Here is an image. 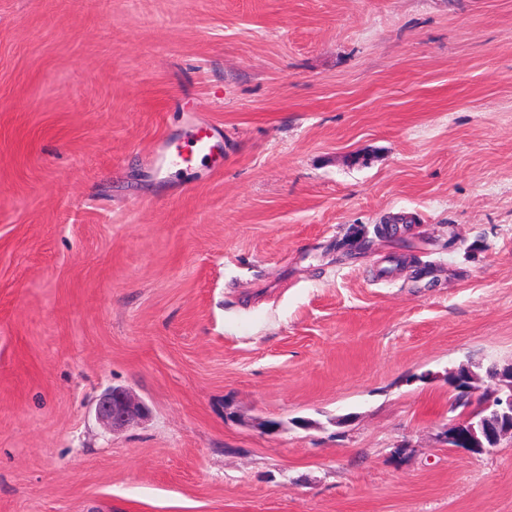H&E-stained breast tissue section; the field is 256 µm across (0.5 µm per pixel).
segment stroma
<instances>
[{"label":"stroma","instance_id":"stroma-1","mask_svg":"<svg viewBox=\"0 0 512 512\" xmlns=\"http://www.w3.org/2000/svg\"><path fill=\"white\" fill-rule=\"evenodd\" d=\"M509 364L512 0H0V512H512ZM217 149H219V147L212 136L203 131V133H198L193 140L191 153L184 154L179 149V146H176L174 150L169 149L165 154L160 156L156 161V165L157 167H162L168 163L171 166H188L193 161L194 154L202 157H211L217 153ZM497 367L489 368L486 373L488 376H493ZM496 381L499 387L507 389L502 391V388L497 390L484 391L476 395L477 390H461L458 389V383H448V388L458 393L457 398L466 397L465 394L459 392L470 393V400L477 408L475 411L469 409V406H464L462 412L451 419L448 425L443 428L441 432L443 441L454 446L453 442L466 445V447L475 451L476 453H492L500 443L502 430L501 426L503 421L512 422V365L503 367L491 377ZM489 412L487 415L480 416L478 422H474L477 413ZM461 429H466L467 434L465 438L459 437ZM488 439L485 444L482 440ZM147 407L124 387L107 389L98 399L95 416L105 426L122 429L141 419Z\"/></svg>","mask_w":512,"mask_h":512}]
</instances>
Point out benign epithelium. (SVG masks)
I'll list each match as a JSON object with an SVG mask.
<instances>
[{"label": "benign epithelium", "instance_id": "obj_1", "mask_svg": "<svg viewBox=\"0 0 512 512\" xmlns=\"http://www.w3.org/2000/svg\"><path fill=\"white\" fill-rule=\"evenodd\" d=\"M499 389L477 393L471 389L470 400L476 410L463 407L441 432L443 441L466 445L477 453H491L501 440L503 422H512V365L493 376ZM147 407L124 387H112L98 399L95 416L105 426L117 430L141 419Z\"/></svg>", "mask_w": 512, "mask_h": 512}]
</instances>
